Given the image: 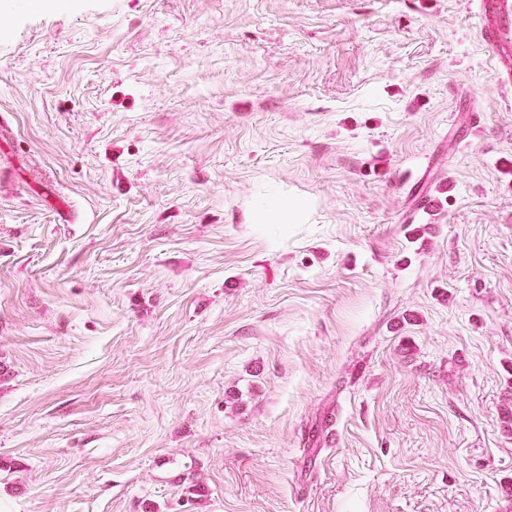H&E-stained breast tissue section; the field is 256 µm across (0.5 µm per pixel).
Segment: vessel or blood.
Masks as SVG:
<instances>
[{"label": "vessel or blood", "mask_w": 512, "mask_h": 512, "mask_svg": "<svg viewBox=\"0 0 512 512\" xmlns=\"http://www.w3.org/2000/svg\"><path fill=\"white\" fill-rule=\"evenodd\" d=\"M479 28L495 64L499 81L512 83V0H479Z\"/></svg>", "instance_id": "vessel-or-blood-1"}]
</instances>
